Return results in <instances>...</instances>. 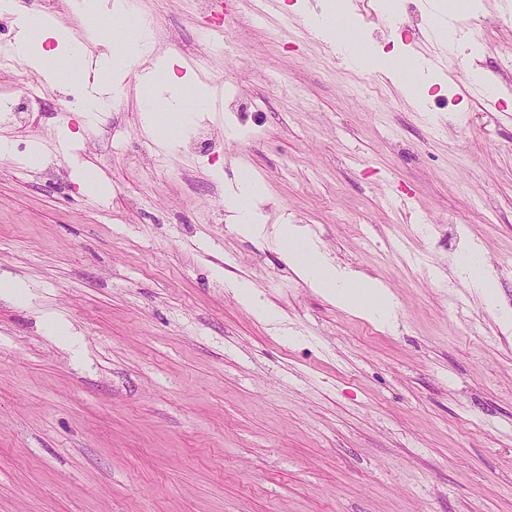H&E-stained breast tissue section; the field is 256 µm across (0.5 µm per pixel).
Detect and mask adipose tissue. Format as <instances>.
I'll return each instance as SVG.
<instances>
[{"label": "adipose tissue", "mask_w": 512, "mask_h": 512, "mask_svg": "<svg viewBox=\"0 0 512 512\" xmlns=\"http://www.w3.org/2000/svg\"><path fill=\"white\" fill-rule=\"evenodd\" d=\"M76 9L86 15L99 18L113 16L117 26L134 24L136 37L134 47L118 53L102 54L94 68H87L83 46L67 31L48 26L43 20L20 15V37L15 46L17 56L28 60L29 64L42 71L50 80H61L67 66H76L78 71H92L93 79L88 83L86 111L100 109L104 101L99 96L102 86L113 85L119 76L131 65L144 64L152 55L154 44L149 36V28L132 11L126 0H77ZM296 11L304 13L309 27L324 41L331 44L337 54L349 63L363 59L371 60L375 67L387 72L399 85H407L409 79L426 82L429 78L426 61H419L415 73H408L400 67L398 51L371 52L353 42L346 29L336 23L332 5H325L319 12L309 11L305 0H296ZM54 41L52 49H44L45 41ZM176 59L145 71L142 83L146 90L145 109L150 114L151 129L163 130L166 137H174L181 130V124L163 127L166 116H178L183 112L187 100L208 102L210 90L201 82L177 76ZM262 188L250 174H239L224 198V205L234 222L238 234L253 239H273L284 261L316 292L331 303L356 315L373 321L383 327L394 324V303L378 283L362 276L357 271L337 265L322 251L318 242L307 230L297 224H283L276 231H269L260 221L258 204ZM460 274L476 288L488 305H495V274L486 267L481 251L474 246L461 251L456 258Z\"/></svg>", "instance_id": "1"}]
</instances>
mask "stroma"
<instances>
[{
  "label": "stroma",
  "instance_id": "obj_1",
  "mask_svg": "<svg viewBox=\"0 0 512 512\" xmlns=\"http://www.w3.org/2000/svg\"><path fill=\"white\" fill-rule=\"evenodd\" d=\"M226 2L212 35L197 0H138L158 53L212 92L197 140L145 128L138 69L83 117L82 80L0 67V512H512V0L458 14L453 46L425 0L388 28L385 0H340L366 46L429 60L409 96L295 0ZM242 169L265 224L389 288L395 331L234 230ZM469 239L495 306L455 270ZM226 285L237 301L244 308L248 309L258 321L269 323L277 319L278 314L276 310L266 302L262 301L248 283L240 280H233L228 281Z\"/></svg>",
  "mask_w": 512,
  "mask_h": 512
}]
</instances>
